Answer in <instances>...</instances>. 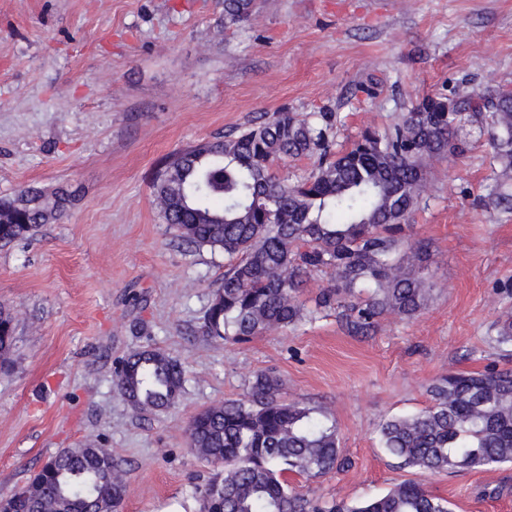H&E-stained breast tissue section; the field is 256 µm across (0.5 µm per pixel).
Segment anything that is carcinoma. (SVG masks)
Listing matches in <instances>:
<instances>
[{"instance_id":"cac0c4a2","label":"carcinoma","mask_w":512,"mask_h":512,"mask_svg":"<svg viewBox=\"0 0 512 512\" xmlns=\"http://www.w3.org/2000/svg\"><path fill=\"white\" fill-rule=\"evenodd\" d=\"M252 0H224V26L250 19ZM426 96L387 130L367 131L337 150L333 112L300 117L275 112L232 138L206 141L161 158L152 190L166 223L188 244L224 252L227 268L202 333L244 343L266 331L313 322L334 310L354 334L388 312L412 316L433 283L416 270L424 247L404 236L433 159L466 151L465 124L490 125L502 176L512 175V92ZM318 158L309 176L286 183L274 168ZM70 193L21 188L0 199V241L10 242L59 219ZM314 272L331 283L312 308L300 290ZM488 342L512 345V315ZM15 346L14 317L0 308V364ZM279 379L259 373L243 397L211 405L191 420L190 447L217 467L195 488L199 512H451L424 485L400 483L360 503L325 509L292 493L291 474L320 477L345 465L336 425L324 410L280 397ZM116 391L135 410L175 407L183 393L180 364L146 348L116 370ZM431 405L380 426L382 447L403 466L426 474L512 463V367L448 372L428 387ZM108 448H63L22 487L17 512H118L127 485Z\"/></svg>"}]
</instances>
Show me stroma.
<instances>
[{"label":"stroma","instance_id":"obj_1","mask_svg":"<svg viewBox=\"0 0 512 512\" xmlns=\"http://www.w3.org/2000/svg\"><path fill=\"white\" fill-rule=\"evenodd\" d=\"M512 89V0H255L224 25L223 0H0V197L58 187L74 199L55 223L0 243V307L16 343L0 368V492L62 448L88 441L126 473L120 512H197L212 473L189 446L203 409L271 372L282 396L325 408L350 465L292 475L328 507L415 481L451 512H512V464L426 475L381 448L385 419L430 404L448 371L512 350L487 338L512 314V211L488 204L502 180L487 135L427 170L406 235L426 245L435 290L366 335L336 316L246 343L202 336L224 254L179 239L153 195L156 161L286 109L332 112L350 145L426 95ZM158 348L183 367L175 408L135 411L115 369Z\"/></svg>","mask_w":512,"mask_h":512}]
</instances>
